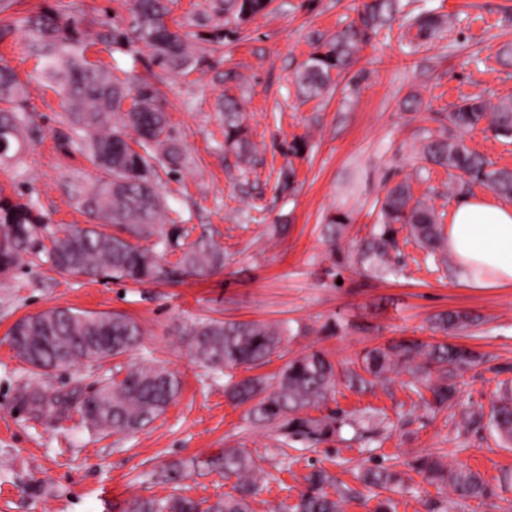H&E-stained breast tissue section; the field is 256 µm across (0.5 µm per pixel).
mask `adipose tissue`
<instances>
[{"mask_svg": "<svg viewBox=\"0 0 512 512\" xmlns=\"http://www.w3.org/2000/svg\"><path fill=\"white\" fill-rule=\"evenodd\" d=\"M446 244L471 282L512 284V206L477 196L460 198L451 213Z\"/></svg>", "mask_w": 512, "mask_h": 512, "instance_id": "obj_1", "label": "adipose tissue"}]
</instances>
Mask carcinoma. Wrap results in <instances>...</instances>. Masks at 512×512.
Wrapping results in <instances>:
<instances>
[{
  "label": "carcinoma",
  "instance_id": "obj_1",
  "mask_svg": "<svg viewBox=\"0 0 512 512\" xmlns=\"http://www.w3.org/2000/svg\"><path fill=\"white\" fill-rule=\"evenodd\" d=\"M169 0H125L129 23L119 28L105 17L82 27L75 13L63 18L43 11L17 20L23 31V52L37 62L38 77L67 104L66 125L79 138L86 158L100 174L104 189L81 197L80 205L97 221L91 227H71L50 236L48 261L59 271L88 276H106L136 283L154 281L163 275L155 253L138 241L155 234L164 246L183 247L179 263L186 273L206 274L224 267V251L214 242L199 238L186 243L187 228L170 218L154 184L159 161L170 168L182 163L183 153L172 140L169 121L161 104L162 90L136 72V67L118 76L107 66L88 61L92 45H144L151 50V63L173 76L186 75L199 65L200 57L189 34L171 30L166 22ZM271 0H218L215 14L233 13L244 22L265 10ZM394 0H371L366 4L365 24H377L393 12ZM360 42V32L350 26L332 40L327 50L311 56L297 75L299 86L309 95H319L332 84V71L341 72L351 63ZM452 127L460 131L488 123L496 136L512 138V98L490 106L478 98L463 100L448 113ZM137 133L129 144L127 129ZM42 137L27 111V90L14 69L0 64V163L19 157L21 138ZM224 145L237 157L241 174L248 173L252 149L245 118L237 98L224 96ZM424 160L461 171L467 183L480 184L504 198H512V171L495 169L493 163L472 151L463 138L427 137L421 144ZM43 221L31 208L0 195V274L8 273L21 255L34 248ZM409 228L414 245L426 255L444 250L445 234L434 208L412 201L410 185L399 183L380 201L377 223L365 240L359 263L377 273L392 271L390 250L396 248L394 225ZM467 316L448 312L436 317L443 332L468 328ZM285 330L258 320L208 319L193 325L183 343L203 367L223 373L240 366L260 367L277 353ZM10 335L21 337V346L35 353L18 358L34 369L91 365L133 351L142 337L140 325L120 313L75 312L58 308L16 322ZM483 356L464 345L430 344L420 340L374 348L363 357V373L345 375L348 388L359 390L378 384L388 388V374L406 370L425 383L432 400L427 405L443 408L458 392L456 378L481 364ZM123 378H108L91 395L49 397L38 391L20 394L33 413L61 414L74 408L85 423L102 431L134 432L159 417L180 393V381L163 367L135 363L118 368ZM226 392L239 404H252L254 420L273 425L288 420L291 436L317 443L338 431L339 417L300 418L298 413L325 400L334 388L336 371L327 356L317 350L299 355L272 378L248 376L234 379L227 374ZM467 427L488 430L497 439L512 443V387L501 389L490 413L472 410L465 415ZM209 469L226 479L236 478L235 494H225L206 508L191 498L169 494L164 498L137 499L129 512H252L248 498L264 470L240 449L212 457ZM407 466L429 484H446L461 500L491 494L481 475L465 465L447 467L442 456L428 453ZM364 483L389 492L408 488L403 472L367 469ZM295 512H341L340 500L324 491L329 474L316 470L306 478Z\"/></svg>",
  "mask_w": 512,
  "mask_h": 512
}]
</instances>
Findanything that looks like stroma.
<instances>
[{"mask_svg":"<svg viewBox=\"0 0 512 512\" xmlns=\"http://www.w3.org/2000/svg\"><path fill=\"white\" fill-rule=\"evenodd\" d=\"M366 0H272L238 23L215 15L208 0H172L170 22L192 34L201 61L192 73L167 78L159 67L163 105L185 162L159 170L158 190L169 216L191 239L206 238L224 251L222 270L197 276L176 273L181 256L161 250L171 277L148 283L59 273L44 254L29 252L0 276V512H128L138 498L163 497L172 488L157 477L160 466L183 463L180 493L197 501L232 493V481L205 464L207 449L239 448L250 454L269 482L259 483L253 512H284L297 502L304 478L317 469L334 478L328 493L344 488L343 512H373L372 487L357 469L396 466L437 452L448 465L468 464L493 490L491 497L456 504L446 486L414 478L395 495V512H427L440 501L445 512H512V447L487 432L466 430L463 410L489 407L497 388L512 384V285L477 287L457 264L426 258L396 238L394 273L374 276L357 263L364 238L377 220L376 201L408 182L414 199L449 215L465 195L490 196L468 186L458 171L422 159L426 134L453 135L448 114L456 104L481 97L488 104L512 98V0H399L395 21L363 25ZM435 20L429 32L413 21ZM361 27L350 67L334 76L333 93L303 97L295 76L337 32ZM22 31L0 41V56L27 81L30 113L42 137L20 164L0 166V194L30 205L49 228L91 226L78 193L98 186L99 174L61 123L60 100L34 78L35 61L21 52ZM236 96L247 115L257 163L241 173L224 147L218 100ZM302 142L293 153L294 142ZM466 145L512 170V140L486 127L466 133ZM294 168V192L281 190V169ZM347 226L329 240L330 216ZM52 308L118 312L143 330L133 352L93 366L35 373L10 346L20 319ZM458 311L470 328L446 335L435 315ZM205 318L281 324L285 339L262 376L312 351L326 354L338 375L360 370L366 350L402 339L464 345L483 353L481 365L459 380L456 404L429 410L408 373L394 374L390 390L363 391L337 383L327 400L305 409L310 418L336 412L346 424L318 443L287 439L284 431L254 421L248 406L224 393L223 375L206 372L182 341ZM150 360L176 374V401L136 433H99L79 413L54 422L34 418L19 400L22 390L90 392L111 377L115 364Z\"/></svg>","mask_w":512,"mask_h":512,"instance_id":"1","label":"stroma"}]
</instances>
